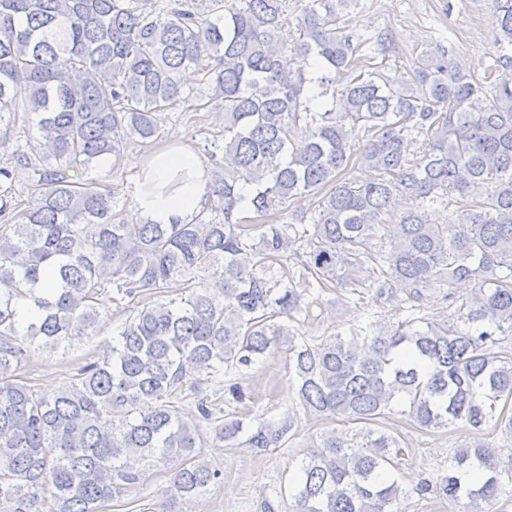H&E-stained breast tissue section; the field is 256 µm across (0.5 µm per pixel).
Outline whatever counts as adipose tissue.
<instances>
[{"instance_id": "adipose-tissue-1", "label": "adipose tissue", "mask_w": 512, "mask_h": 512, "mask_svg": "<svg viewBox=\"0 0 512 512\" xmlns=\"http://www.w3.org/2000/svg\"><path fill=\"white\" fill-rule=\"evenodd\" d=\"M145 184L137 213L158 224L174 219L188 220L205 201L209 168L194 151L174 145L156 151L149 158L132 157Z\"/></svg>"}]
</instances>
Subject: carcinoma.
<instances>
[{
	"mask_svg": "<svg viewBox=\"0 0 512 512\" xmlns=\"http://www.w3.org/2000/svg\"><path fill=\"white\" fill-rule=\"evenodd\" d=\"M354 0H210L208 10L161 0H0V125L37 117L57 165L27 139L0 179L32 182L31 205L0 194V512H99L152 468L197 496L223 480L200 457L203 430L256 454L282 447L297 413L255 425L225 417L214 382L288 349L289 383L314 417L367 424L396 402L421 429L512 435V0H492V51L474 70L442 36L413 59L405 83L387 75L388 34L354 32ZM296 45L280 41L284 26ZM194 67L224 108V150L211 155L203 208L191 220L131 224L113 188L84 179L131 142L164 137L159 113L184 100ZM374 177L338 179L354 155ZM250 187L249 205L240 207ZM457 194L445 224L425 208ZM412 201L384 238L392 200ZM316 199L312 211L290 203ZM290 213L292 222L253 224ZM311 224L312 229L305 228ZM295 261L301 283L271 268ZM472 281L465 297L455 286ZM360 282L412 312L444 288L456 320H368L318 343L297 341L310 287ZM180 290L165 298L167 289ZM126 315L112 347L51 396L18 375L38 340L57 346L95 331L102 298ZM37 309L20 332L19 311ZM192 395L198 419L181 418ZM403 454L368 430L353 444L320 435L289 512H392L400 486L384 477ZM477 466L483 478L464 481ZM459 501L512 492V454L453 450L448 473L420 486Z\"/></svg>",
	"mask_w": 512,
	"mask_h": 512,
	"instance_id": "cac0c4a2",
	"label": "carcinoma"
}]
</instances>
